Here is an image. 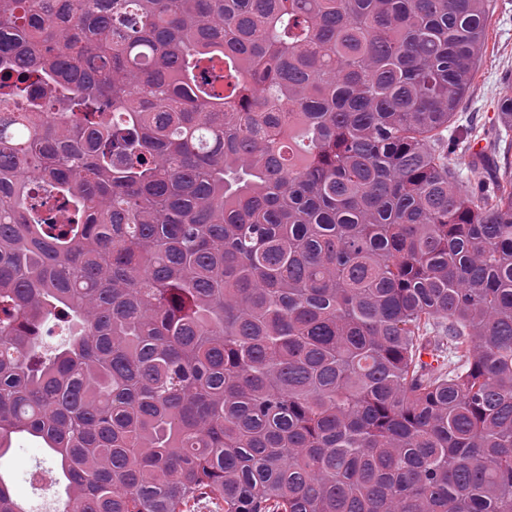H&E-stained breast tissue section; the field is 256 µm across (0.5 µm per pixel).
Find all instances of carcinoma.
<instances>
[{"instance_id": "1", "label": "carcinoma", "mask_w": 512, "mask_h": 512, "mask_svg": "<svg viewBox=\"0 0 512 512\" xmlns=\"http://www.w3.org/2000/svg\"><path fill=\"white\" fill-rule=\"evenodd\" d=\"M489 2L0 0V458L56 512H512V148L466 191L445 135ZM13 447L14 448L8 455L0 459L1 471L10 476L19 495L26 499L33 508L35 506L38 510V506L46 502L48 504V510L42 512H55L57 501L64 491L63 485L54 484L51 498L41 490L33 492L29 484L25 482L27 471L37 462H40L45 467H50L52 474L55 475V465L53 461L50 459L45 449L42 448L40 442L27 435L15 437ZM34 510L36 509L34 508ZM39 511L41 510L36 512Z\"/></svg>"}]
</instances>
